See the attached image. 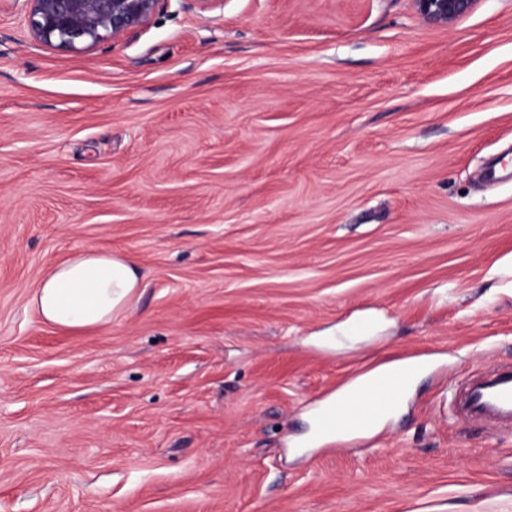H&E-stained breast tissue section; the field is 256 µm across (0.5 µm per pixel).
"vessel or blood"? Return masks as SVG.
Wrapping results in <instances>:
<instances>
[{"instance_id": "1", "label": "vessel or blood", "mask_w": 512, "mask_h": 512, "mask_svg": "<svg viewBox=\"0 0 512 512\" xmlns=\"http://www.w3.org/2000/svg\"><path fill=\"white\" fill-rule=\"evenodd\" d=\"M493 386L476 389L473 380H466L454 394L452 404L457 416L469 418L473 409H484L492 423H512V366H499ZM406 386L405 373H395L385 380L359 392L346 394L341 400L326 399L319 408L317 434L328 437L338 420H349L355 430L384 415L390 403Z\"/></svg>"}]
</instances>
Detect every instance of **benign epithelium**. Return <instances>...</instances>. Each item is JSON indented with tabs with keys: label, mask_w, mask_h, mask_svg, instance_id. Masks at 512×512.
<instances>
[{
	"label": "benign epithelium",
	"mask_w": 512,
	"mask_h": 512,
	"mask_svg": "<svg viewBox=\"0 0 512 512\" xmlns=\"http://www.w3.org/2000/svg\"><path fill=\"white\" fill-rule=\"evenodd\" d=\"M27 26L40 43L81 51L148 25L162 0H25ZM427 24L448 27L477 0H413Z\"/></svg>",
	"instance_id": "obj_1"
}]
</instances>
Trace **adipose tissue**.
<instances>
[{
	"label": "adipose tissue",
	"instance_id": "1",
	"mask_svg": "<svg viewBox=\"0 0 512 512\" xmlns=\"http://www.w3.org/2000/svg\"><path fill=\"white\" fill-rule=\"evenodd\" d=\"M142 286L131 255L83 249L43 271L31 304L48 325L78 334L110 325L135 304Z\"/></svg>",
	"mask_w": 512,
	"mask_h": 512
}]
</instances>
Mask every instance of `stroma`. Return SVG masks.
Instances as JSON below:
<instances>
[{"mask_svg": "<svg viewBox=\"0 0 512 512\" xmlns=\"http://www.w3.org/2000/svg\"><path fill=\"white\" fill-rule=\"evenodd\" d=\"M0 0V512H512V429L449 401L512 360V0H165L74 53ZM82 248L139 301L30 305ZM379 325L349 337L366 314ZM430 364L370 436L317 406ZM413 3L425 23L448 27L469 14L477 0H413ZM141 288L131 255L83 249L44 270L30 302L45 323L78 334L112 324L140 298Z\"/></svg>", "mask_w": 512, "mask_h": 512, "instance_id": "stroma-1", "label": "stroma"}]
</instances>
